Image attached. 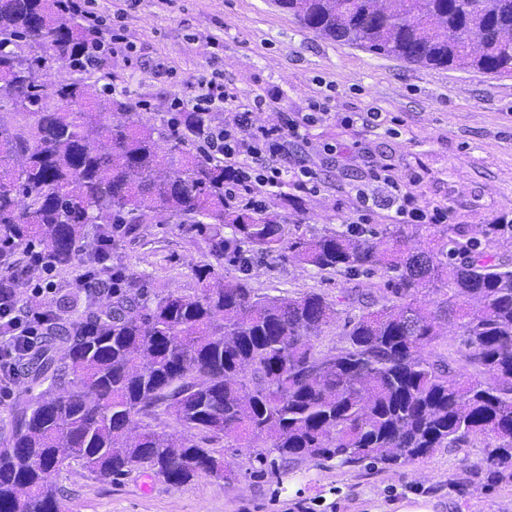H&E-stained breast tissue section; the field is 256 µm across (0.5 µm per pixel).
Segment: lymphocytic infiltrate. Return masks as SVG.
Returning <instances> with one entry per match:
<instances>
[{
    "label": "lymphocytic infiltrate",
    "mask_w": 512,
    "mask_h": 512,
    "mask_svg": "<svg viewBox=\"0 0 512 512\" xmlns=\"http://www.w3.org/2000/svg\"><path fill=\"white\" fill-rule=\"evenodd\" d=\"M236 96L226 83L217 78L200 82V92L192 102L177 101V112H209L216 104H236ZM280 95L266 91L255 95L249 103L236 104L223 124L203 125L197 131L199 149L204 156L223 157L228 179L224 184L227 203L254 210L264 209L269 197L283 187L300 193L318 192L321 181L316 170L306 164H289L288 143L306 140L308 126L323 117L326 106L319 100H310L307 112L277 111ZM273 110L275 122L258 125L253 112ZM371 180L380 186V193L357 186L353 189L354 204L347 223L354 228L371 223L376 211L383 210L393 224H446L452 209L445 204H434L417 192L422 180L420 174L400 175L390 166L381 165L371 172ZM34 296L40 288H32ZM32 300L20 302L15 288L0 282V393L11 391L26 367V358L32 347L53 328L44 307Z\"/></svg>",
    "instance_id": "1"
}]
</instances>
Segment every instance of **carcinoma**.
Segmentation results:
<instances>
[{"mask_svg":"<svg viewBox=\"0 0 512 512\" xmlns=\"http://www.w3.org/2000/svg\"><path fill=\"white\" fill-rule=\"evenodd\" d=\"M274 0L323 37L405 62L512 77V0ZM480 27L474 50L466 31ZM88 34L63 0H0V279L20 287L25 261L69 264L97 229L98 255L166 214L212 261L199 292L152 291L112 267V296L66 335L43 337L27 366L38 383L15 403L0 446V512H64L59 473L75 462L118 483L138 473L182 485L237 477L231 440L254 460L405 465L484 441L487 484H512V256L490 251L512 224L466 236L455 225L385 224L364 237L288 238L276 212L224 202V162L191 152L197 120L142 123L141 104L96 84L47 90L36 73L75 68ZM120 107L125 119L115 123ZM293 257L320 272L378 274L336 300L259 294L249 254ZM359 305L343 340L312 342ZM455 355L434 353L442 324ZM178 428V434L166 428Z\"/></svg>","mask_w":512,"mask_h":512,"instance_id":"obj_1","label":"carcinoma"}]
</instances>
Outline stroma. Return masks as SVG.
Segmentation results:
<instances>
[{
	"instance_id": "stroma-1",
	"label": "stroma",
	"mask_w": 512,
	"mask_h": 512,
	"mask_svg": "<svg viewBox=\"0 0 512 512\" xmlns=\"http://www.w3.org/2000/svg\"><path fill=\"white\" fill-rule=\"evenodd\" d=\"M91 11L127 17L123 43L90 77L116 99L142 102L144 123L169 119L174 99L199 92L201 76L219 73L238 97L273 87L284 111L326 102L327 120L310 130L318 142L357 143L347 159H317L325 191L302 195L298 205L274 201L290 237L342 230L353 200L337 184L369 183L376 163L397 174L420 171L418 191L452 208V224L465 231L512 211V78L477 70L408 64L325 38L281 11L273 0H88ZM379 108L384 120L367 127L357 113ZM354 124H347V117ZM208 254L174 219L140 225L112 252L113 263L151 288L191 294L196 266ZM250 282L259 292L336 298L355 287L344 275H322L297 260L266 255L254 260ZM478 447L440 448L406 465L339 466L312 460L277 464L256 478L241 459L232 483L212 478L173 486L130 476L110 484L79 466L63 471L66 512H512V487L466 483L465 469L482 458Z\"/></svg>"
}]
</instances>
